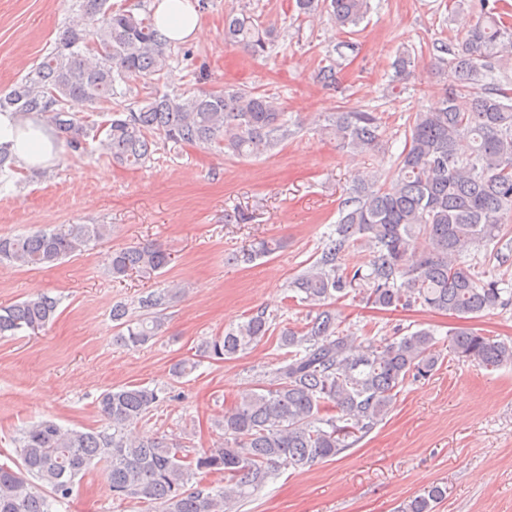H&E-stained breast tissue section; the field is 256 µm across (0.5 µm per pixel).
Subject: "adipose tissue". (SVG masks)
I'll return each instance as SVG.
<instances>
[{
	"label": "adipose tissue",
	"mask_w": 512,
	"mask_h": 512,
	"mask_svg": "<svg viewBox=\"0 0 512 512\" xmlns=\"http://www.w3.org/2000/svg\"><path fill=\"white\" fill-rule=\"evenodd\" d=\"M152 9L159 30L169 40L180 42L198 36L202 31L197 9L191 0H153ZM0 147L29 171L45 169L57 157L54 131L37 116L21 121L13 113L1 112Z\"/></svg>",
	"instance_id": "adipose-tissue-1"
}]
</instances>
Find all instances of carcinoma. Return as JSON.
Returning a JSON list of instances; mask_svg holds the SVG:
<instances>
[{"mask_svg": "<svg viewBox=\"0 0 512 512\" xmlns=\"http://www.w3.org/2000/svg\"><path fill=\"white\" fill-rule=\"evenodd\" d=\"M299 13L326 12L340 28L358 25L370 0H295ZM479 19L456 48L443 43L439 63L453 70L456 85L438 107L414 114L408 141L389 183L361 179L341 209L318 260L290 285L312 308L306 322L279 332L284 365L269 385L240 394L224 410L217 427L224 442L192 456L179 443L160 437L140 441L132 425L161 401V390L125 385L102 393V428L64 429L51 419L23 431L19 461L0 463V512H54L83 478L105 473L112 497L138 499L157 512H234L236 505L262 488L273 468H305L330 460L352 446L387 414L397 389L428 375L437 365V340L419 329L380 347L364 350L343 334L329 303L351 293L380 309L421 305L459 319H473L504 307L502 281L479 282L467 267L468 248L500 240L503 221L512 215V81L496 74L498 58L512 55V29L503 24L499 0L470 4ZM90 27H67L34 69L0 93V112L20 120L37 115L51 124L69 152L85 151L88 141L125 167L145 164L157 141L229 150L237 155L265 154L291 134L277 99L252 90L209 92L150 91L120 103L122 85H149L171 72V41L162 37L150 15H136L111 0H81ZM224 41L251 57L268 55L272 30L244 11L224 17ZM71 100L93 106L91 115L68 112ZM377 114L342 112L328 133L365 152L378 142ZM472 142L462 154L458 143ZM106 224H62L52 230L0 237V264L43 269L80 253L109 235ZM366 247L368 270L339 264L345 250ZM274 250L261 239L232 255L251 264ZM170 253L161 245L137 243L109 252L107 271L114 279L151 275L165 269ZM172 294L153 292L140 300L147 311L166 307ZM58 299L47 294L0 308V336L36 333L52 322ZM115 340L137 348L160 335L156 316L135 322L119 305ZM273 334L263 312L202 343L203 358H233ZM450 350L484 368L512 364V346L470 327L448 331ZM224 477V486L186 490L192 479ZM447 494L432 485L407 500L397 512H435Z\"/></svg>", "mask_w": 512, "mask_h": 512, "instance_id": "obj_1", "label": "carcinoma"}]
</instances>
